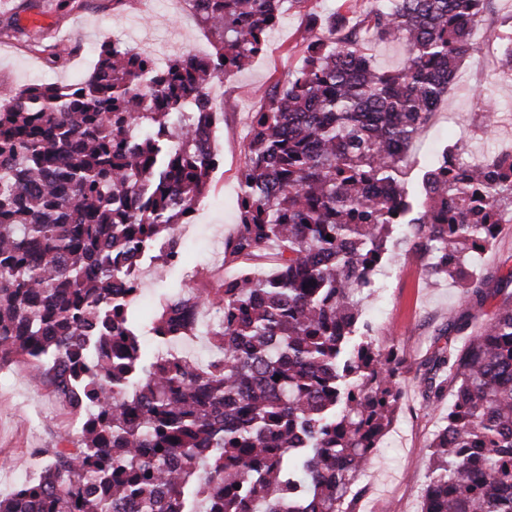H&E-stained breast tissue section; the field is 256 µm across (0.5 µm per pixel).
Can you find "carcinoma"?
I'll return each mask as SVG.
<instances>
[{"mask_svg":"<svg viewBox=\"0 0 512 512\" xmlns=\"http://www.w3.org/2000/svg\"><path fill=\"white\" fill-rule=\"evenodd\" d=\"M308 2L200 0L207 56L155 67L104 43L84 79L0 106V369L35 361L36 384L82 412L79 437L47 449L0 512H354L401 408L398 351L358 327L391 235L406 230L428 275L484 303L473 261L512 214V155L474 166L445 152L419 201L402 175L490 0H380L340 39L339 12L311 8L301 67L252 113L225 243L238 271L213 295L165 298L150 326L161 350L143 346L134 271L154 250L181 263L175 226L217 168L197 133L230 103L208 86L265 52L284 5ZM363 40L402 42L405 66L378 70ZM497 63L512 75L511 36ZM263 258L267 275L251 267ZM214 299L206 335L221 357L203 367L167 350ZM466 329L448 319L422 378L429 406L453 391L422 512H512V301Z\"/></svg>","mask_w":512,"mask_h":512,"instance_id":"1","label":"carcinoma"}]
</instances>
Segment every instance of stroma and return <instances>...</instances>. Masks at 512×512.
I'll return each mask as SVG.
<instances>
[{
    "instance_id": "1",
    "label": "stroma",
    "mask_w": 512,
    "mask_h": 512,
    "mask_svg": "<svg viewBox=\"0 0 512 512\" xmlns=\"http://www.w3.org/2000/svg\"><path fill=\"white\" fill-rule=\"evenodd\" d=\"M59 0H0V90L34 83H71L92 70L103 43L138 46L152 41L164 59L194 51L210 53L211 41L184 9L182 0H132L125 10L112 0H83L77 10L59 7ZM301 15L284 13L267 36L265 53L246 69L225 78L224 97L236 102L217 126L215 150L223 162L190 223L176 227L182 263L169 269L144 259L139 292L132 304L141 324H149L159 300L189 289L219 287L233 269L224 263V244L239 221L238 175L244 162L249 114L262 105L260 90L273 77H286L302 61ZM512 35V0H490L475 30L479 52L466 58L448 91L450 106L439 107L422 136L407 153L405 183L418 194L422 178L443 149L465 139L477 155H496L512 143V75L501 74L485 46L502 45ZM68 37L77 51L60 66H47L43 47H56ZM392 260L376 276L372 294L362 305V319L380 342L403 354L402 406L359 480L356 512H421L430 461L426 449L448 414L450 395L436 410L424 407L422 377L442 334L449 312L463 319L481 317L501 303L499 287L512 267V223L475 262L489 296L483 307L463 302L450 282L425 275L405 241H391ZM80 416L48 387L33 388L29 369L13 365L0 370V494L38 477L58 435H77Z\"/></svg>"
}]
</instances>
